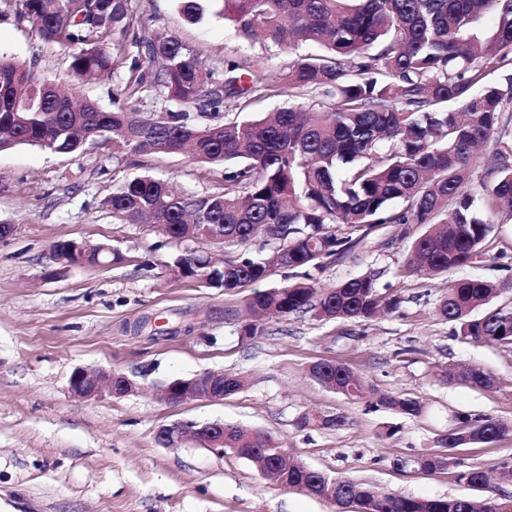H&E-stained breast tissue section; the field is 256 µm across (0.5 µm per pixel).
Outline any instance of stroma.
Listing matches in <instances>:
<instances>
[{
  "label": "stroma",
  "instance_id": "1",
  "mask_svg": "<svg viewBox=\"0 0 512 512\" xmlns=\"http://www.w3.org/2000/svg\"><path fill=\"white\" fill-rule=\"evenodd\" d=\"M152 27L176 36L216 71L245 56L267 59L270 90L248 100L229 96L222 120L256 119L288 105L273 92L284 67L318 54L315 45L291 50L244 39L211 15L191 22L177 0H141ZM0 54L37 60L47 77L68 79L73 50L43 41L18 21L11 0H0ZM151 175L187 191H221L220 174L186 154H133L88 145L57 154L17 144L0 151V221L16 232L0 239V512H358L264 479L246 459L216 455L186 441L159 444L161 426L177 421L224 422L266 431L308 466L368 481L398 493L435 498L473 493L451 471L397 470L396 460L434 451L453 414L482 413L512 425V347L463 343L437 313L451 280L473 276L502 287L498 306L512 304V219L500 217L485 258L438 276L403 273L408 242L362 252L357 261L327 264L318 287L368 272L379 288L398 292L393 312L369 321H322L310 312L267 320L263 335L245 337V303L258 291L288 285L285 269L233 293L168 274L167 262L189 251L214 258L238 253L218 241L169 240L159 228L128 224L105 204L126 179ZM86 240L117 249L120 262L93 267L60 264L55 242ZM350 366L378 392L423 401V417L396 415L352 402L313 380L316 362ZM479 366L498 385L476 391L448 379ZM79 368L129 377L135 393L86 400L69 389ZM208 371L243 377L246 386L221 402L161 401V386ZM311 410L339 411V430L301 429ZM465 464L512 465V434L457 451ZM485 497V490H478Z\"/></svg>",
  "mask_w": 512,
  "mask_h": 512
}]
</instances>
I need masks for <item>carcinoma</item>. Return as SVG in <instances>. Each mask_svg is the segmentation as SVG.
<instances>
[{"instance_id":"obj_1","label":"carcinoma","mask_w":512,"mask_h":512,"mask_svg":"<svg viewBox=\"0 0 512 512\" xmlns=\"http://www.w3.org/2000/svg\"><path fill=\"white\" fill-rule=\"evenodd\" d=\"M247 39L313 43L324 53L293 61L279 85L266 82L265 59L224 63L223 77L176 38L149 25L139 0H12L19 21L48 42L79 48L73 82L37 70L34 61L0 56V148L29 144L73 153L88 142H112L140 154H180L222 167L223 190L195 195L174 180L135 177L121 182L107 205L132 224L166 225L173 240L223 238L275 243L264 255L245 249L205 267L206 254L177 258L192 280L231 293L263 279L273 265L298 281L246 299L254 313L288 317L309 310L322 321H368L398 308L399 297L362 274L318 288L310 270L363 248L410 241L408 273L441 274L468 266L495 233L491 216L512 217V0H178L181 13L200 20L204 2ZM493 14L487 33L478 23ZM131 60L113 88L117 108L101 109L79 81L109 74ZM500 70L498 82L488 71ZM249 80L251 86L243 85ZM318 95L326 110L290 104L259 120L221 122L224 97L250 88ZM152 92L195 108L215 122L199 127L188 112L160 109L149 117L139 104ZM492 145L486 176L474 187L479 146ZM502 287L465 277L451 281L438 315L455 324L462 342L512 346V307L491 306ZM476 311L482 312L478 318ZM310 375L349 400L380 404L411 417L425 404L403 394L379 395L343 363ZM457 381L478 390L497 386L493 373L470 367ZM466 429L438 440L436 456L498 440L512 427L487 414L463 415ZM348 418L305 414L300 427L338 430ZM224 447L257 448L291 490L311 485L336 502L356 501L373 512H501L493 495L416 498L346 477H332L285 456L272 435L224 425ZM456 481L485 488L487 472L455 460Z\"/></svg>"}]
</instances>
